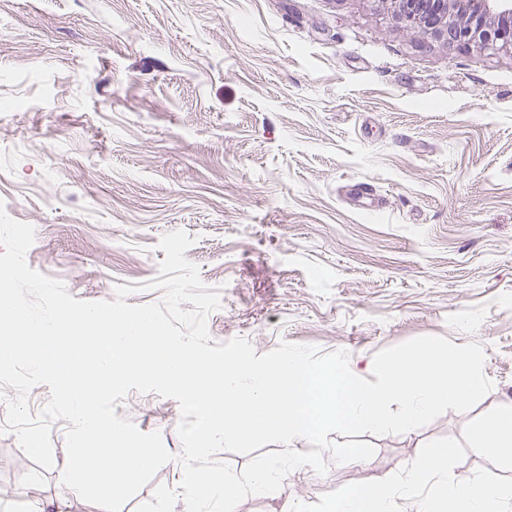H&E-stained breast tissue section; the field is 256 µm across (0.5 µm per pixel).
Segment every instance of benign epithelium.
<instances>
[{"label":"benign epithelium","mask_w":512,"mask_h":512,"mask_svg":"<svg viewBox=\"0 0 512 512\" xmlns=\"http://www.w3.org/2000/svg\"><path fill=\"white\" fill-rule=\"evenodd\" d=\"M399 28L450 46L512 48V0H379Z\"/></svg>","instance_id":"1"}]
</instances>
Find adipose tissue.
Segmentation results:
<instances>
[{
    "instance_id": "ef3b65f1",
    "label": "adipose tissue",
    "mask_w": 512,
    "mask_h": 512,
    "mask_svg": "<svg viewBox=\"0 0 512 512\" xmlns=\"http://www.w3.org/2000/svg\"><path fill=\"white\" fill-rule=\"evenodd\" d=\"M470 446L475 453L495 459L501 468L512 470V403L488 422ZM420 473L413 468L400 479L345 493L333 502L330 512H391L393 499L404 497ZM446 483L443 492L420 503L419 512H490L491 505L512 501V486Z\"/></svg>"
}]
</instances>
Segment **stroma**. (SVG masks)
Here are the masks:
<instances>
[{"label":"stroma","mask_w":512,"mask_h":512,"mask_svg":"<svg viewBox=\"0 0 512 512\" xmlns=\"http://www.w3.org/2000/svg\"><path fill=\"white\" fill-rule=\"evenodd\" d=\"M370 192L376 210L355 194ZM0 203L26 261L86 301L144 289L185 231L221 291L212 342L347 351L366 366L418 336L476 342L491 391L367 460L322 457L235 512H327L336 496L455 449L453 482L512 483L470 439L512 401V49L397 27L379 0H0ZM117 416L172 460L121 508L183 475L180 406L130 392ZM0 435V512H96Z\"/></svg>","instance_id":"obj_1"}]
</instances>
